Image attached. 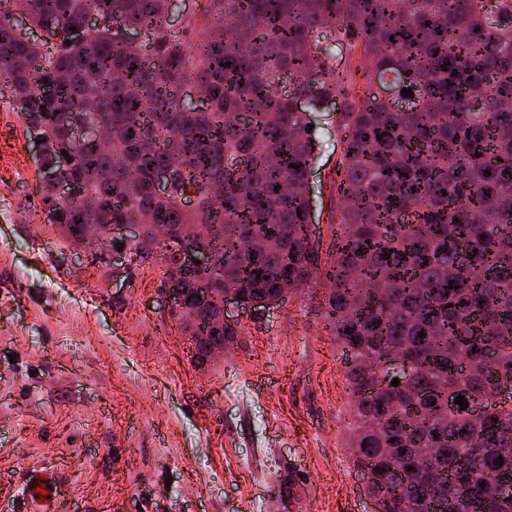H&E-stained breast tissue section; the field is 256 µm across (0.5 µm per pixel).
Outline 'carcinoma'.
Listing matches in <instances>:
<instances>
[{"instance_id": "obj_1", "label": "carcinoma", "mask_w": 512, "mask_h": 512, "mask_svg": "<svg viewBox=\"0 0 512 512\" xmlns=\"http://www.w3.org/2000/svg\"><path fill=\"white\" fill-rule=\"evenodd\" d=\"M7 2L0 77L25 124L38 120V172L70 154L63 178L95 201L89 211L59 200L54 179L39 185L62 238L81 247L85 224H141L134 249L160 255L171 279L186 272L178 241L203 237L211 294L177 319L195 359L237 336L225 292L263 307L322 279L348 355L345 446L374 472L382 512H512V403L497 399L512 381V0H203L177 32L170 0ZM15 14L54 43L18 39ZM90 14L81 40L57 33ZM358 73L376 91L351 95ZM329 103L344 131L341 205L322 263L305 113ZM83 121L103 125L109 149L70 152ZM388 352L410 363L396 387L365 369ZM459 385L485 418L448 407Z\"/></svg>"}]
</instances>
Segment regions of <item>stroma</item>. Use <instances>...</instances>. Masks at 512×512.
I'll list each match as a JSON object with an SVG mask.
<instances>
[{
	"label": "stroma",
	"mask_w": 512,
	"mask_h": 512,
	"mask_svg": "<svg viewBox=\"0 0 512 512\" xmlns=\"http://www.w3.org/2000/svg\"><path fill=\"white\" fill-rule=\"evenodd\" d=\"M312 112L310 235L333 242L341 135ZM37 147L0 107V501L32 512L51 469L63 512H372L345 448L344 354L309 284L197 361L165 303L162 261L110 273L49 224ZM38 483L45 485V489L48 491L46 497L35 492V486H37ZM48 485H51V488H48ZM24 491L30 501L34 503L35 506H38L41 511L54 512L58 510L52 487V476L49 475V473L40 471L31 474L24 485Z\"/></svg>",
	"instance_id": "1"
}]
</instances>
